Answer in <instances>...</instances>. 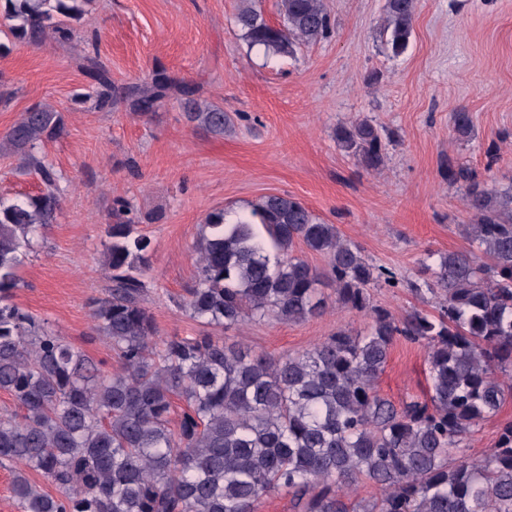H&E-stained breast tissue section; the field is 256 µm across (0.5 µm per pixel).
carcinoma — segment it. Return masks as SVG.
I'll list each match as a JSON object with an SVG mask.
<instances>
[{
	"mask_svg": "<svg viewBox=\"0 0 512 512\" xmlns=\"http://www.w3.org/2000/svg\"><path fill=\"white\" fill-rule=\"evenodd\" d=\"M85 2L5 0L8 30L30 44L50 33L68 40V21ZM385 10L386 42L399 56L415 0H386ZM279 13L272 24L258 0H238L241 38L293 56L330 32L323 0H279ZM87 62L101 87L98 107H112L106 70ZM195 93L156 72L125 102L148 115L178 95L189 122L224 134L231 117ZM62 132L60 113L39 104L0 139V151L20 155L43 184L20 202L0 198V391L17 407L0 413V467L14 468L18 512H258L279 494L297 512H512V423L495 447L469 454L476 427L512 400V187L498 191L463 166L448 167V183L464 188L472 248L424 267L436 316L415 309L396 319L373 304L370 288L392 276L288 195L263 196L232 224L222 210L208 214L194 244V285L180 304L191 318L216 330L265 318L302 323L327 314L330 286L336 301L371 319L364 331L339 329L279 358L218 336L157 341L145 305L151 240L135 232L121 202L107 225L110 285L93 310L121 360L112 373L13 301L23 251L59 206L60 175L40 149ZM336 139L364 168L383 164L372 121L340 126ZM298 242L324 255L327 268L292 254ZM399 336L428 348L430 396L397 407L375 383ZM175 399L185 408L173 429ZM30 471L56 493L33 484ZM361 480L380 497H358Z\"/></svg>",
	"mask_w": 512,
	"mask_h": 512,
	"instance_id": "carcinoma-1",
	"label": "carcinoma"
}]
</instances>
